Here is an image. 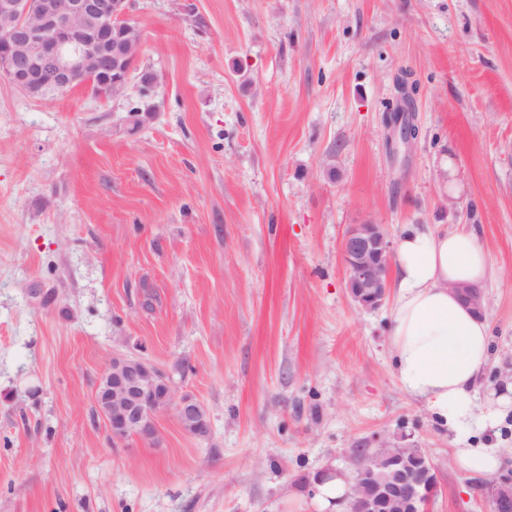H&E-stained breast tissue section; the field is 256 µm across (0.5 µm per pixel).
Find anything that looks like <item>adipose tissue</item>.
Here are the masks:
<instances>
[{
    "label": "adipose tissue",
    "mask_w": 512,
    "mask_h": 512,
    "mask_svg": "<svg viewBox=\"0 0 512 512\" xmlns=\"http://www.w3.org/2000/svg\"><path fill=\"white\" fill-rule=\"evenodd\" d=\"M491 272V258L472 229L406 224L398 235L389 329L393 370L403 392L458 436L475 425L496 426L512 404V382L480 404L491 329L449 290L456 282L483 284Z\"/></svg>",
    "instance_id": "ef3b65f1"
}]
</instances>
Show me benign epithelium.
<instances>
[{"instance_id":"benign-epithelium-1","label":"benign epithelium","mask_w":512,"mask_h":512,"mask_svg":"<svg viewBox=\"0 0 512 512\" xmlns=\"http://www.w3.org/2000/svg\"><path fill=\"white\" fill-rule=\"evenodd\" d=\"M129 11L130 0H0V76L21 93L42 98L51 91L87 87L93 75L105 72L103 88L114 97L125 95L142 47ZM116 24L128 40L124 60L109 64L105 35ZM45 70L52 72L53 82L42 80ZM389 127L396 145L406 149L418 136L413 122L391 121ZM341 253L351 298L363 309L379 308L389 294L393 259L384 225L374 220L350 225ZM453 291L474 312H483L487 298L480 286L459 284ZM96 402L114 443L130 436L155 439L154 417L166 411L190 434H203L208 427L198 400L177 395L164 371L136 356L112 358L97 384ZM367 456L369 461L354 469L347 512H428L431 498L422 487L431 470L416 472L414 456L386 437L368 447ZM503 484L512 485V474L484 481L491 512H512V495L500 492Z\"/></svg>"}]
</instances>
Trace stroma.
<instances>
[{
    "instance_id": "stroma-1",
    "label": "stroma",
    "mask_w": 512,
    "mask_h": 512,
    "mask_svg": "<svg viewBox=\"0 0 512 512\" xmlns=\"http://www.w3.org/2000/svg\"><path fill=\"white\" fill-rule=\"evenodd\" d=\"M128 96L0 78V512H322L383 434L429 512H490L400 388L390 303L345 287L348 227L476 225L493 261L481 396L512 366V0H133ZM157 74L148 96L142 72ZM409 79L419 134L393 159ZM451 169L456 204L440 177ZM142 357L199 399L113 444L95 388Z\"/></svg>"
}]
</instances>
